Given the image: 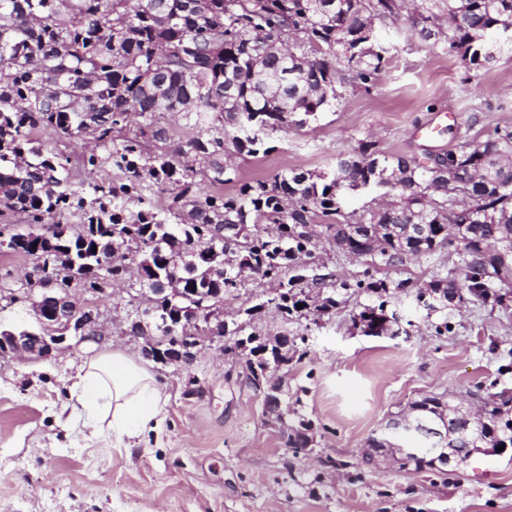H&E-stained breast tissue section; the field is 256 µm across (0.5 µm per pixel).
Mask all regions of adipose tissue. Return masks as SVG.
Segmentation results:
<instances>
[{"instance_id":"ef3b65f1","label":"adipose tissue","mask_w":512,"mask_h":512,"mask_svg":"<svg viewBox=\"0 0 512 512\" xmlns=\"http://www.w3.org/2000/svg\"><path fill=\"white\" fill-rule=\"evenodd\" d=\"M92 433L132 439L158 424L168 401L165 386L141 356L98 352L80 368L75 384Z\"/></svg>"}]
</instances>
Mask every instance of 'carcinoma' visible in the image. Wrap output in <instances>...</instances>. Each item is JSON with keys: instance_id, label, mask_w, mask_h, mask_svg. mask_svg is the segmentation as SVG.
I'll use <instances>...</instances> for the list:
<instances>
[{"instance_id": "1", "label": "carcinoma", "mask_w": 512, "mask_h": 512, "mask_svg": "<svg viewBox=\"0 0 512 512\" xmlns=\"http://www.w3.org/2000/svg\"><path fill=\"white\" fill-rule=\"evenodd\" d=\"M403 0H0V224L14 214L28 230L0 246L32 258L22 288L98 292L138 267L129 288H156L135 320L142 336L188 344L184 321L195 310L200 334L219 325L234 336L252 382L288 365L297 342L261 338L251 323L273 307L286 322L331 314L361 295L353 326L392 335L389 315L409 282L383 273L450 247L464 281L436 275L423 293L454 285L457 304L512 298V268L497 260L512 249V127L439 154L445 172L388 156L371 141L336 157L326 172L297 169L269 180L234 181L232 154L267 153L269 139L316 122L336 103L338 74L369 89L388 64L374 19L401 15ZM428 39L433 11L411 16ZM448 51L482 66L512 51V0H448ZM181 117L173 141L160 120ZM39 128L84 143L73 155L35 138ZM110 168L115 179L85 183L82 172ZM377 189L379 210L345 212V193ZM165 193L155 209L150 195ZM366 265L362 277L320 272L323 242ZM275 294L241 311L216 314L215 297H236L254 283ZM302 308H297V305ZM481 426L448 429L461 465L477 453L512 445V394L487 396ZM419 417L442 420L448 403L424 397ZM310 423L286 431L285 444L307 447ZM399 470H436L432 456Z\"/></svg>"}]
</instances>
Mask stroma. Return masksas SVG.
<instances>
[{"label": "stroma", "mask_w": 512, "mask_h": 512, "mask_svg": "<svg viewBox=\"0 0 512 512\" xmlns=\"http://www.w3.org/2000/svg\"><path fill=\"white\" fill-rule=\"evenodd\" d=\"M375 29L393 48L377 86H344L316 123L274 135L268 153L236 156L238 180L319 173L363 140L422 160L512 126L511 53L471 68L439 38L414 34L410 21L383 19ZM31 264L0 248L1 327L36 324L20 287ZM461 269L459 256L441 248L388 276L417 288ZM72 295L92 309L97 340L46 358L0 354V512H512V448L447 476L357 465L388 416L410 402L512 390V300L416 314L397 338L355 329L353 300L313 327L284 324L267 309L256 320L265 335L307 338L306 356L271 373L283 387L282 419L238 383L241 362L226 352L233 337H217L200 342L190 363L151 360L168 385L166 411L125 446L89 435L71 414V388L97 351H143L146 340L130 325L149 301L123 284ZM442 321L444 336L434 330ZM302 419L313 426L312 451L297 455L282 432Z\"/></svg>", "instance_id": "35a3bbf8"}]
</instances>
